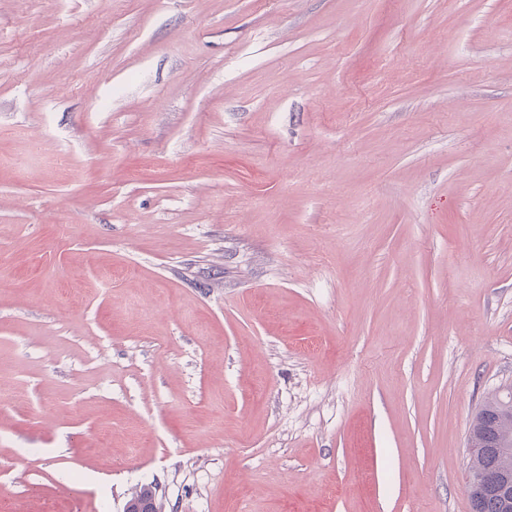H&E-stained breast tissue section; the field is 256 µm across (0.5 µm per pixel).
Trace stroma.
Wrapping results in <instances>:
<instances>
[{
	"mask_svg": "<svg viewBox=\"0 0 512 512\" xmlns=\"http://www.w3.org/2000/svg\"><path fill=\"white\" fill-rule=\"evenodd\" d=\"M512 388V0H0V512H471ZM488 397L471 422V441L476 452L469 461L470 476L474 470L506 473L512 477V456L503 448H512V390Z\"/></svg>",
	"mask_w": 512,
	"mask_h": 512,
	"instance_id": "35a3bbf8",
	"label": "stroma"
}]
</instances>
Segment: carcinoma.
<instances>
[{
	"label": "carcinoma",
	"mask_w": 512,
	"mask_h": 512,
	"mask_svg": "<svg viewBox=\"0 0 512 512\" xmlns=\"http://www.w3.org/2000/svg\"><path fill=\"white\" fill-rule=\"evenodd\" d=\"M471 441L476 452L469 461V471L481 470L512 476V396L488 397L471 422ZM472 512H503L498 496L488 493L471 498Z\"/></svg>",
	"instance_id": "cac0c4a2"
}]
</instances>
